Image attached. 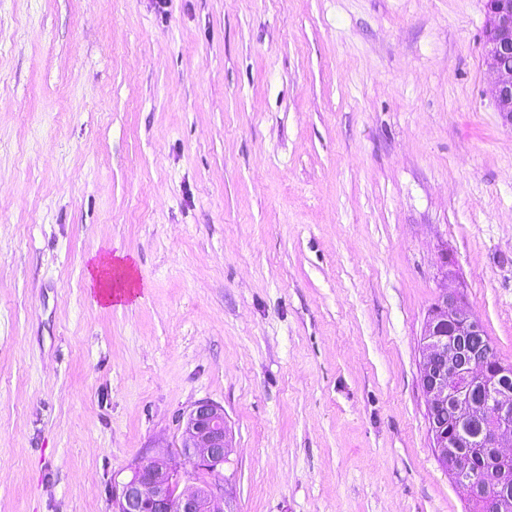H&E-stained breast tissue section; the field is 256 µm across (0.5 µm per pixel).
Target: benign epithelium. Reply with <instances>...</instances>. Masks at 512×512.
<instances>
[{"instance_id":"benign-epithelium-1","label":"benign epithelium","mask_w":512,"mask_h":512,"mask_svg":"<svg viewBox=\"0 0 512 512\" xmlns=\"http://www.w3.org/2000/svg\"><path fill=\"white\" fill-rule=\"evenodd\" d=\"M485 57L495 76L496 111L512 122V0H486ZM492 344L456 289L436 299L423 334L419 377L428 398L433 448L472 503H512V370L491 358ZM232 431L224 408L200 400L177 419V448L191 465L180 472L144 454L112 495L113 512H236L224 483Z\"/></svg>"}]
</instances>
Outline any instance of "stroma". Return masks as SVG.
<instances>
[{
    "instance_id": "obj_1",
    "label": "stroma",
    "mask_w": 512,
    "mask_h": 512,
    "mask_svg": "<svg viewBox=\"0 0 512 512\" xmlns=\"http://www.w3.org/2000/svg\"><path fill=\"white\" fill-rule=\"evenodd\" d=\"M485 0H0V512H112L201 399L237 512H470L420 385L512 364ZM124 253L103 302L92 255ZM121 261L112 263V257L93 255V260L88 268L87 280L90 287L97 289L98 295L106 303L115 300H124L129 296L132 288L127 264L123 262V256L116 254ZM112 267L115 268L116 277L112 280ZM113 288V290H112Z\"/></svg>"
}]
</instances>
